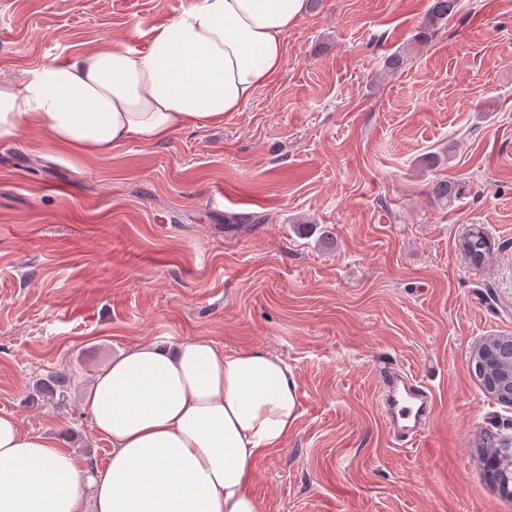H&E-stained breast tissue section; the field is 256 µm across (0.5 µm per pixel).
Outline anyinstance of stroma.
<instances>
[{
  "label": "stroma",
  "mask_w": 512,
  "mask_h": 512,
  "mask_svg": "<svg viewBox=\"0 0 512 512\" xmlns=\"http://www.w3.org/2000/svg\"><path fill=\"white\" fill-rule=\"evenodd\" d=\"M186 3L0 0V80L145 48ZM427 7L319 0L282 71L218 126L85 160L38 128L0 142V413L103 470L88 382L133 345L205 337L274 352L298 385L296 428L255 466L261 512H512L484 465L512 406L470 364L512 336V0H460L418 46ZM458 178L471 190L443 208L431 184ZM475 224L493 243L479 265L459 248ZM385 360L431 391L408 446L383 412ZM56 371L63 408L33 399Z\"/></svg>",
  "instance_id": "stroma-1"
}]
</instances>
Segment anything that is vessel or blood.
<instances>
[{
    "label": "vessel or blood",
    "instance_id": "1",
    "mask_svg": "<svg viewBox=\"0 0 512 512\" xmlns=\"http://www.w3.org/2000/svg\"><path fill=\"white\" fill-rule=\"evenodd\" d=\"M379 378L385 395L386 418L395 437L406 444L417 440L428 416L427 389L391 362L381 365Z\"/></svg>",
    "mask_w": 512,
    "mask_h": 512
}]
</instances>
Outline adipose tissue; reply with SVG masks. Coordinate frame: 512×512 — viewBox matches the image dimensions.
<instances>
[{
    "label": "adipose tissue",
    "instance_id": "ef3b65f1",
    "mask_svg": "<svg viewBox=\"0 0 512 512\" xmlns=\"http://www.w3.org/2000/svg\"><path fill=\"white\" fill-rule=\"evenodd\" d=\"M309 0H188L146 49L90 48L0 82V142L37 127L80 158L136 139L222 124L284 66V37ZM83 406L111 452L104 471L0 415V512H261L256 462L299 418L297 382L272 352L212 340L154 341L120 352Z\"/></svg>",
    "mask_w": 512,
    "mask_h": 512
}]
</instances>
